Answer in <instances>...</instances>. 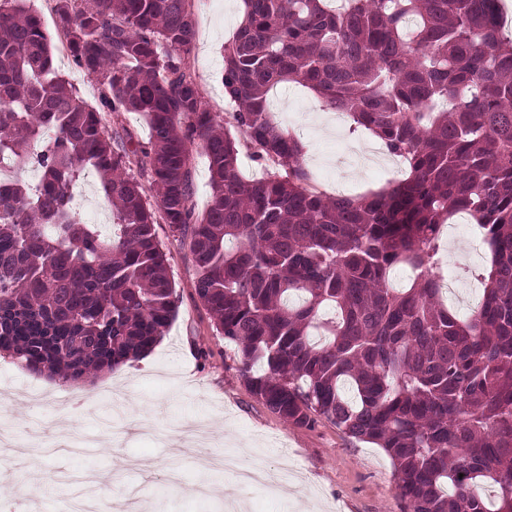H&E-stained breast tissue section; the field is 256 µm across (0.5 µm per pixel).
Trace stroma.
<instances>
[{
	"instance_id": "stroma-1",
	"label": "stroma",
	"mask_w": 512,
	"mask_h": 512,
	"mask_svg": "<svg viewBox=\"0 0 512 512\" xmlns=\"http://www.w3.org/2000/svg\"><path fill=\"white\" fill-rule=\"evenodd\" d=\"M55 0H33L53 44L55 70L95 104L96 81L76 70L56 25ZM242 0H222L211 13H197V41L191 56L195 80L221 124L230 120L222 74L224 44L242 15ZM274 118L291 113L289 125L306 146L302 159L321 190L359 195L386 186L397 174L343 162L345 145H373L372 134L339 124L323 128L326 109L308 90L284 84L270 95ZM156 232L169 249L170 275L179 307L163 339L145 363L125 366L94 384L76 389L0 358V419L64 443L78 432L101 434L124 429L120 442L103 438L78 456L43 450L28 467L39 485L26 492L32 512H51L52 499H70L82 487L62 481L65 473H108L91 488L112 497L114 512H406L395 494L394 470L383 449L353 439L330 422L308 426L284 421L250 392L238 371L233 343L216 334L194 289L188 245L174 241L168 225ZM468 285L486 265L473 255L465 235L451 237L440 250ZM233 452L245 467L285 468L293 479L287 493L270 499L260 491L232 485L208 466L211 455Z\"/></svg>"
}]
</instances>
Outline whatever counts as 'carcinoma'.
I'll list each match as a JSON object with an SVG mask.
<instances>
[{
	"label": "carcinoma",
	"mask_w": 512,
	"mask_h": 512,
	"mask_svg": "<svg viewBox=\"0 0 512 512\" xmlns=\"http://www.w3.org/2000/svg\"><path fill=\"white\" fill-rule=\"evenodd\" d=\"M243 2L222 77L235 138L191 70L192 0H57L73 65L99 85L94 106L54 70L31 0H0V153L39 172L35 185L18 175L0 187V355L77 383L150 351L178 308L163 223L190 241L196 295L270 410L383 449L408 512H512L501 0ZM288 83L377 136L405 177L358 196L320 191L303 143L270 118V92ZM132 112L148 140L122 128ZM195 148L209 170L201 212ZM243 152L261 177L241 175ZM88 169L112 208L108 235L70 193ZM462 212L490 255L467 317L435 273L441 226ZM398 266L423 274L398 288ZM488 481L493 505L478 491Z\"/></svg>",
	"instance_id": "1"
}]
</instances>
